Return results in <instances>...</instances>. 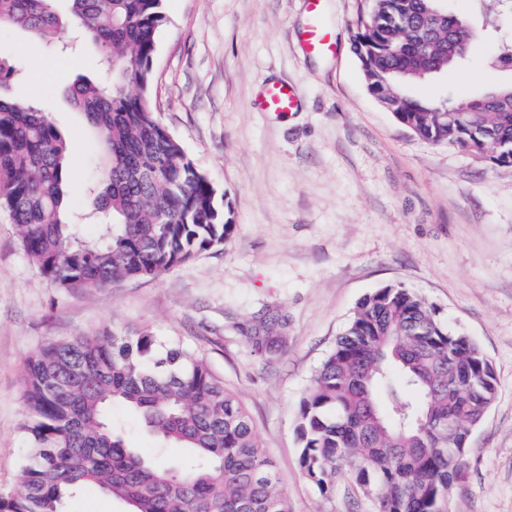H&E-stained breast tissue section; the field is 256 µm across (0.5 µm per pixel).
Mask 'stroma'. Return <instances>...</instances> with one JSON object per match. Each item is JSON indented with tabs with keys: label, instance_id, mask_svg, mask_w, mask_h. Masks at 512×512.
Masks as SVG:
<instances>
[{
	"label": "stroma",
	"instance_id": "stroma-1",
	"mask_svg": "<svg viewBox=\"0 0 512 512\" xmlns=\"http://www.w3.org/2000/svg\"><path fill=\"white\" fill-rule=\"evenodd\" d=\"M475 38L459 68L411 86L443 101L512 83L489 59L512 42V16L490 22L482 0H448ZM368 0H323L335 53L305 54V0H165L152 98L161 123L223 196L224 244L155 278L65 291L24 255L0 213V492L19 490L25 444L23 366L51 339L105 331L179 337L202 355L253 420L290 512H373L337 481L321 495L302 473L299 402L360 299L387 285L415 290L491 361L497 397L472 430L451 512H512V165L497 166L416 137L368 92L352 36ZM0 26L13 95L32 101L76 147L73 213L91 204L100 141L67 100L80 75L100 74L86 45L69 53ZM483 73L478 82L460 79ZM299 93L292 112L254 104L261 85ZM285 336L268 357L250 337ZM133 447L174 460L124 407L112 408Z\"/></svg>",
	"mask_w": 512,
	"mask_h": 512
}]
</instances>
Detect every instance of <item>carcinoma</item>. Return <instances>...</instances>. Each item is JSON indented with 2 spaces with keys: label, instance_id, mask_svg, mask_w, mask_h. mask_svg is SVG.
Instances as JSON below:
<instances>
[{
  "label": "carcinoma",
  "instance_id": "obj_1",
  "mask_svg": "<svg viewBox=\"0 0 512 512\" xmlns=\"http://www.w3.org/2000/svg\"><path fill=\"white\" fill-rule=\"evenodd\" d=\"M0 0L8 24L57 48L74 29L95 46L102 82L67 88L102 145L92 187L98 241L77 235L66 208L69 141L28 100L9 94L0 60V211L40 274L65 290L154 278L224 243L233 224L209 177L160 122L150 97L164 0ZM433 0H369L355 52L367 90L417 137L512 164V83L440 103L405 87L465 60L474 32ZM267 354L281 336H253ZM492 363L437 309L390 285L358 303L299 404L303 473L323 495L336 475L373 495L376 512H446L470 435L496 397ZM23 481L0 512H62L87 487L131 512H289L273 461L240 400L178 340L80 335L29 356L23 376ZM119 403L164 447L170 464L130 447L110 409ZM455 421L448 429V419Z\"/></svg>",
  "mask_w": 512,
  "mask_h": 512
}]
</instances>
